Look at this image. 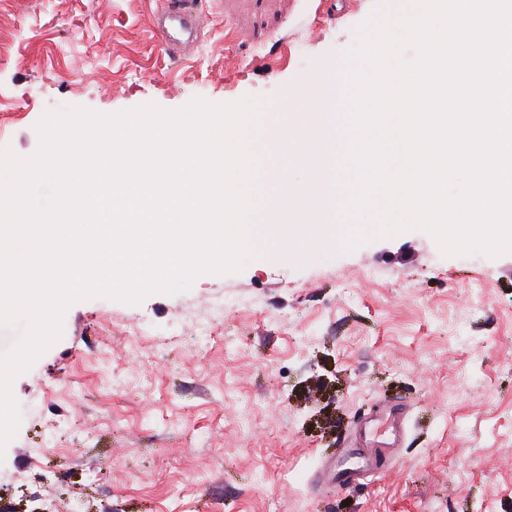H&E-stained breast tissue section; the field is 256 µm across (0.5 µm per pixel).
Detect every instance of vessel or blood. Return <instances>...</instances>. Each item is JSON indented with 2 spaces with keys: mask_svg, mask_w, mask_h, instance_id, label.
<instances>
[{
  "mask_svg": "<svg viewBox=\"0 0 512 512\" xmlns=\"http://www.w3.org/2000/svg\"><path fill=\"white\" fill-rule=\"evenodd\" d=\"M204 26L202 17L196 12L192 0H166V7L154 22L156 36L163 49L170 54L184 52L193 43ZM404 411L394 408L390 411L388 426L389 440L359 436L353 438L351 448L345 449L349 467L336 470L338 484L351 483L361 472L375 469L379 455L396 456L404 439Z\"/></svg>",
  "mask_w": 512,
  "mask_h": 512,
  "instance_id": "obj_1",
  "label": "vessel or blood"
}]
</instances>
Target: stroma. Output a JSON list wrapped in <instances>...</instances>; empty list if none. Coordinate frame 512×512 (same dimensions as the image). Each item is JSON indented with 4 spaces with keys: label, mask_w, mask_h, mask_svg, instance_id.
Returning a JSON list of instances; mask_svg holds the SVG:
<instances>
[{
    "label": "stroma",
    "mask_w": 512,
    "mask_h": 512,
    "mask_svg": "<svg viewBox=\"0 0 512 512\" xmlns=\"http://www.w3.org/2000/svg\"><path fill=\"white\" fill-rule=\"evenodd\" d=\"M398 6L200 0L175 58L159 0H0V148L33 154L61 104H278ZM12 390L7 512H512V254L445 257L421 231L309 242L179 295L82 301ZM385 405L406 410L397 462L337 489L355 423Z\"/></svg>",
    "instance_id": "obj_1"
}]
</instances>
